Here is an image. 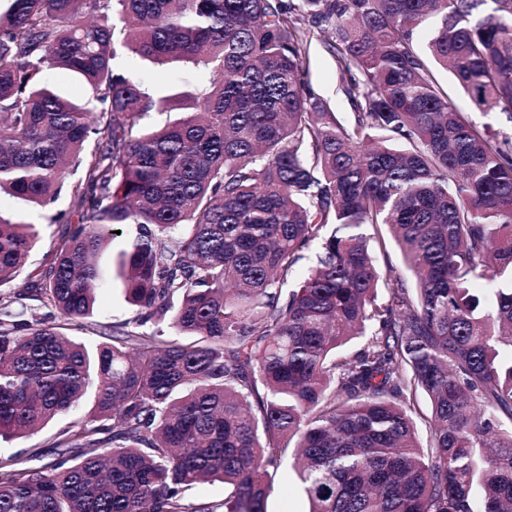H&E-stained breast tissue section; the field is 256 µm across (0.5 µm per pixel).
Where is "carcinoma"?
<instances>
[{
    "instance_id": "cac0c4a2",
    "label": "carcinoma",
    "mask_w": 512,
    "mask_h": 512,
    "mask_svg": "<svg viewBox=\"0 0 512 512\" xmlns=\"http://www.w3.org/2000/svg\"><path fill=\"white\" fill-rule=\"evenodd\" d=\"M8 2L0 195L68 194L79 219L0 293V438L92 405L49 466L0 460V512H266L289 456L309 512H512V137L434 72L512 123V0L487 16V0ZM300 12L327 34L350 124L303 79ZM125 50L209 78L155 96L114 68ZM54 69L100 107L53 91ZM129 224L112 275L99 256ZM37 239L0 218V287ZM389 240L402 274L376 263ZM114 276L138 330L72 340ZM202 482L220 506L186 504ZM437 78L440 84L448 90V96L457 111L465 112L479 126H489L495 131H507L510 133L511 124L506 125L498 112H481L461 92H458L449 74L439 72Z\"/></svg>"
}]
</instances>
